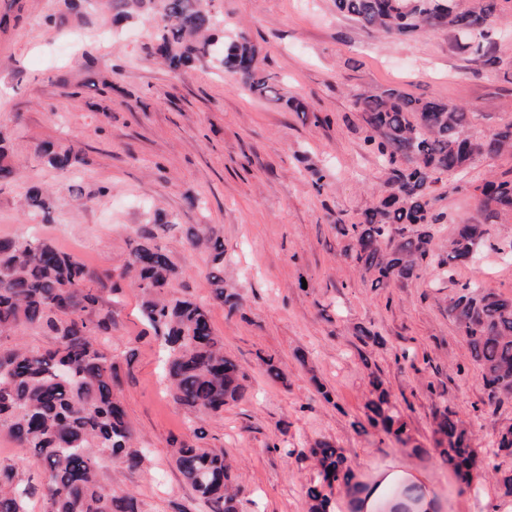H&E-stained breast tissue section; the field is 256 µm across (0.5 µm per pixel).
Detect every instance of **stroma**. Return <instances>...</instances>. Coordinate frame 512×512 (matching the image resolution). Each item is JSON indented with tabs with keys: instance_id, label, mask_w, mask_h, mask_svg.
<instances>
[{
	"instance_id": "obj_1",
	"label": "stroma",
	"mask_w": 512,
	"mask_h": 512,
	"mask_svg": "<svg viewBox=\"0 0 512 512\" xmlns=\"http://www.w3.org/2000/svg\"><path fill=\"white\" fill-rule=\"evenodd\" d=\"M225 36L247 32L260 63L305 111L259 100L209 65L170 72L143 51L153 28L132 20L122 36L99 19L70 16L52 28L59 0H0L10 22L0 30V132L22 161V176L0 188V237L47 236L93 268L121 270L141 230L154 231L178 269L172 294L209 304L224 352L247 377V399L207 420L203 447L223 452L243 487L241 512H309L317 477L305 450L327 439L344 448L360 481L375 469L410 472L441 495L468 502L498 498L492 476L460 485L436 460L432 411L445 402L471 422L492 451L497 429L512 426V401L489 408L465 339L448 314L461 284L512 296V214L488 217L474 188L512 176V153L477 156L437 186L443 223L434 249L445 252L457 225L482 224L477 258L427 270L399 287H373L349 255L337 222L360 221L384 190L375 154L365 149L357 92L399 89L411 97L465 108L481 137L512 125V28L490 37L500 62L483 65L460 50L450 30L394 40L361 28L333 0H212ZM111 81L107 94L86 88L88 74ZM81 84L67 96L57 75ZM42 140L78 144L85 162L67 171L34 153ZM326 185L316 189L317 175ZM48 189L56 221L26 212L30 186ZM196 205H188L187 197ZM208 225L224 242V282L239 310L213 303L209 252L188 238ZM138 289L124 288L109 348L122 362L117 390L148 462L128 472L103 459L106 483L138 499L143 512H209L175 465L173 438L192 440L189 416L158 374L160 345L143 324ZM380 338L364 346L360 328ZM285 372L266 377L260 356ZM379 376L421 447L407 453L365 416L371 376ZM331 392L324 402L312 379Z\"/></svg>"
}]
</instances>
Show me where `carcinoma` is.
Instances as JSON below:
<instances>
[{
  "label": "carcinoma",
  "mask_w": 512,
  "mask_h": 512,
  "mask_svg": "<svg viewBox=\"0 0 512 512\" xmlns=\"http://www.w3.org/2000/svg\"><path fill=\"white\" fill-rule=\"evenodd\" d=\"M112 12V23L140 19L153 25L146 56L177 72L195 63L211 64L234 75L239 86L259 99L274 93L272 77L259 66V47L241 32L220 38L223 19L211 0H99ZM496 0L460 12L455 0H335L336 10L361 27L389 38L422 29H453L468 38L461 48L485 65L498 63L482 39L489 26L512 20L496 12ZM353 105L365 126V147L386 174V196L351 225V257L363 277L377 286L405 284L427 267L441 271L448 262L476 258L485 229L460 224L448 253L432 248L431 226L443 219L433 206L436 185L445 174L466 170L475 157L512 150V127L481 138L469 134V113L434 99L411 98L390 88L380 94L356 93ZM44 164L67 170L83 163L77 146L50 141L36 145ZM20 165L8 138L0 135V188L15 181ZM486 210L512 213V177L475 187ZM28 212L53 221L51 196L38 186L26 192ZM190 246L213 254L208 273L212 299L239 308L237 295L224 288V243L207 227L192 233ZM178 271L148 231L141 235L125 267L93 269L60 249L50 238H0V431L20 448H29L44 475V512H141L136 497L118 494L101 476L100 459L115 457L129 471L141 469L144 448L134 447V433L120 400L121 366L104 349L116 320L112 306L127 280L142 296L141 314L161 339L165 354L160 376L178 405L203 422L224 406L245 398V375L224 355L207 305L167 298ZM448 312L461 330L469 360L477 368L487 404L512 399V296L504 297L476 283L460 287ZM47 336V347L31 346L23 336ZM365 415L401 448L414 445L407 421L384 383L370 380ZM433 450L437 461L470 483L491 473L502 497H512V470L490 467L475 445L471 428L448 405L435 406ZM176 465L210 512H239L240 486L234 484L224 452L173 441ZM318 477L307 487L310 512H329L334 488L347 494L367 486L356 480L344 449L323 439L308 449ZM31 486L14 468L0 469V512H27Z\"/></svg>",
  "instance_id": "cac0c4a2"
}]
</instances>
